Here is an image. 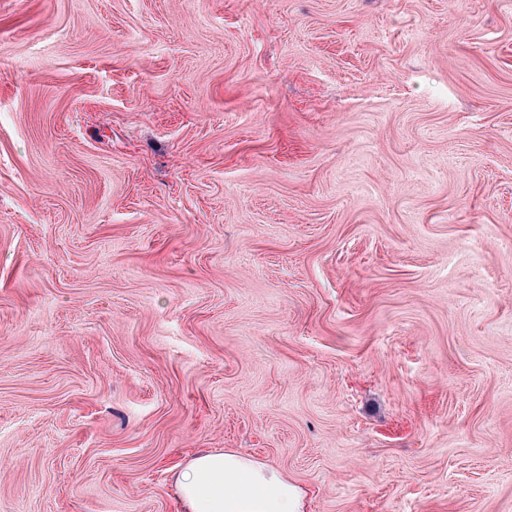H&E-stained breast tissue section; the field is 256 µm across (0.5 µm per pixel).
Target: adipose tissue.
Returning <instances> with one entry per match:
<instances>
[{
  "label": "adipose tissue",
  "mask_w": 512,
  "mask_h": 512,
  "mask_svg": "<svg viewBox=\"0 0 512 512\" xmlns=\"http://www.w3.org/2000/svg\"><path fill=\"white\" fill-rule=\"evenodd\" d=\"M184 512H304L287 475L233 450L200 452L177 482Z\"/></svg>",
  "instance_id": "adipose-tissue-1"
}]
</instances>
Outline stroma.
<instances>
[{"label": "stroma", "instance_id": "1", "mask_svg": "<svg viewBox=\"0 0 512 512\" xmlns=\"http://www.w3.org/2000/svg\"><path fill=\"white\" fill-rule=\"evenodd\" d=\"M512 512V0H0V512ZM184 512H304L288 476L233 450L199 452L177 482Z\"/></svg>", "mask_w": 512, "mask_h": 512}]
</instances>
